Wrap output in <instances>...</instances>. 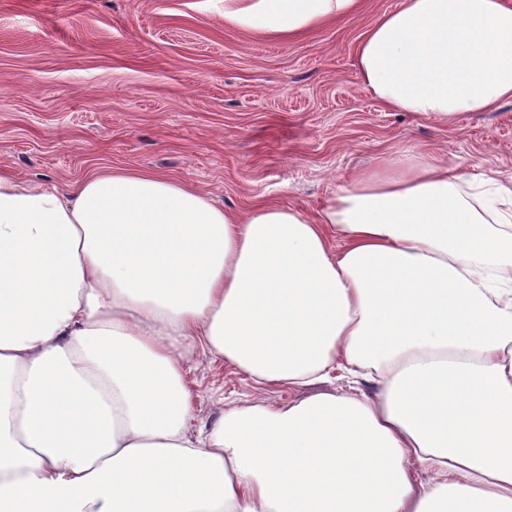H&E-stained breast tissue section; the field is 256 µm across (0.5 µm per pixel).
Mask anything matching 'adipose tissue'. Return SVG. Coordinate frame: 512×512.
Wrapping results in <instances>:
<instances>
[{
  "label": "adipose tissue",
  "instance_id": "obj_1",
  "mask_svg": "<svg viewBox=\"0 0 512 512\" xmlns=\"http://www.w3.org/2000/svg\"><path fill=\"white\" fill-rule=\"evenodd\" d=\"M360 9L224 0V22L291 39ZM355 65L394 111H491L512 0H401ZM198 350L258 392L209 427ZM337 368L375 393L265 395ZM0 512H512V185L413 148L309 217L150 173L0 174Z\"/></svg>",
  "mask_w": 512,
  "mask_h": 512
}]
</instances>
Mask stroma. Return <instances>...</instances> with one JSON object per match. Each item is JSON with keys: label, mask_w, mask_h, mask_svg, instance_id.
<instances>
[{"label": "stroma", "mask_w": 512, "mask_h": 512, "mask_svg": "<svg viewBox=\"0 0 512 512\" xmlns=\"http://www.w3.org/2000/svg\"><path fill=\"white\" fill-rule=\"evenodd\" d=\"M399 2L363 0L358 16L280 40L226 26L224 0H0V171L60 189L105 168L148 172L227 209L309 215L407 147L508 181L512 101L443 123L363 87L359 37ZM188 379L208 424L255 394L203 354Z\"/></svg>", "instance_id": "obj_1"}]
</instances>
